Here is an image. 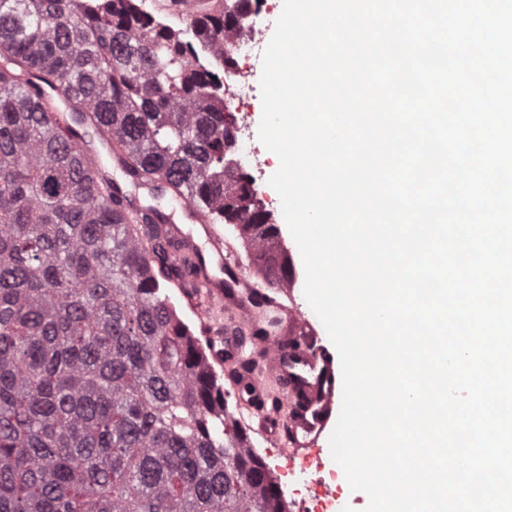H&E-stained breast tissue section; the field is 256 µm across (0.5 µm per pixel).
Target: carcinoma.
Returning a JSON list of instances; mask_svg holds the SVG:
<instances>
[{
    "instance_id": "cac0c4a2",
    "label": "carcinoma",
    "mask_w": 512,
    "mask_h": 512,
    "mask_svg": "<svg viewBox=\"0 0 512 512\" xmlns=\"http://www.w3.org/2000/svg\"><path fill=\"white\" fill-rule=\"evenodd\" d=\"M224 48L231 11L191 16ZM135 0H0V512H288L248 463L166 285L167 215L83 165L182 192L240 228L268 282L278 226L228 174L213 74Z\"/></svg>"
}]
</instances>
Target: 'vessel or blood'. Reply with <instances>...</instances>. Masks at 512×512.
Returning a JSON list of instances; mask_svg holds the SVG:
<instances>
[{
    "label": "vessel or blood",
    "instance_id": "1",
    "mask_svg": "<svg viewBox=\"0 0 512 512\" xmlns=\"http://www.w3.org/2000/svg\"><path fill=\"white\" fill-rule=\"evenodd\" d=\"M176 201L184 221L166 224L178 244L172 264L181 266L183 248L194 247L200 236L220 270L216 276L188 273L180 282L206 336L215 334L212 305L224 309L227 323L213 357L261 358L259 375H241L230 385L238 408L256 412L260 435L288 467L321 462L341 409L342 377L337 351L304 297L303 271L291 269L287 278L260 287L258 273L242 270L234 245L214 231L210 214L185 196Z\"/></svg>",
    "mask_w": 512,
    "mask_h": 512
}]
</instances>
